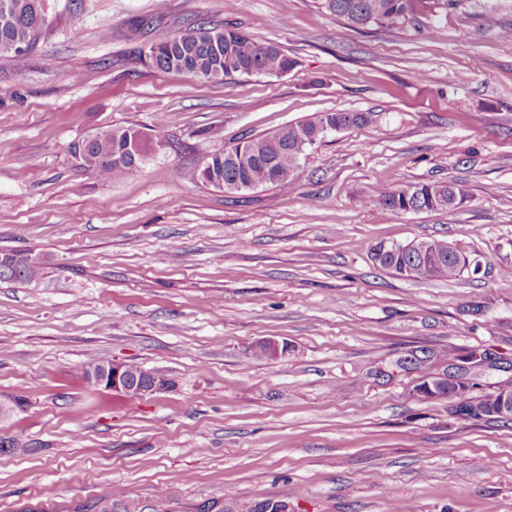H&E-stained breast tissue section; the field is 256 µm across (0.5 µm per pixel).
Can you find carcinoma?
<instances>
[{"label":"carcinoma","instance_id":"obj_1","mask_svg":"<svg viewBox=\"0 0 512 512\" xmlns=\"http://www.w3.org/2000/svg\"><path fill=\"white\" fill-rule=\"evenodd\" d=\"M320 5L345 25L361 30L405 22L426 0H319ZM47 23L46 0H0V54H12L17 68L25 65L27 55L37 44ZM150 64L165 73L207 81L224 80L235 75L268 74L283 76L297 62L274 44H260L247 34L232 28H219L205 22L184 23L171 37L152 45ZM373 112H323L315 117L289 123L216 152L200 173L203 183L217 182L241 186L245 190L267 185L285 191L295 188V172L308 148L331 132L372 122ZM150 144L136 124L112 126L96 137L74 145V156L82 168L103 182L116 177L134 178L145 164ZM469 197L462 181L407 183L376 190L364 197L367 206H383L394 212H437L452 210ZM427 270L419 272L421 257L401 245L378 247L374 261L382 268L405 277L456 278L466 271L459 259L464 254L448 249L442 239H427ZM19 250H5L0 256V281L32 283L44 276L39 260L14 263ZM463 386L472 392L480 387L479 377L467 382L455 380L439 385L433 398L448 397V391ZM497 393L477 397L479 413L474 419L492 420L490 410ZM29 444L17 436L0 437V452L25 454Z\"/></svg>","mask_w":512,"mask_h":512}]
</instances>
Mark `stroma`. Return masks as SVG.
Here are the masks:
<instances>
[{"instance_id": "stroma-1", "label": "stroma", "mask_w": 512, "mask_h": 512, "mask_svg": "<svg viewBox=\"0 0 512 512\" xmlns=\"http://www.w3.org/2000/svg\"><path fill=\"white\" fill-rule=\"evenodd\" d=\"M154 24L139 40L130 24ZM200 19L296 59L285 76L205 81L154 69L150 44ZM512 0H457L361 32L317 0H50L24 67L0 56V249L44 263L0 282V512H82L122 489L196 512L220 500L288 512H512V425L412 394L418 372L370 371L410 350L512 360ZM378 118L330 134L296 188L203 184L209 155L322 112ZM140 125L141 174L109 183L72 150ZM220 126L224 138L209 139ZM458 180L457 209L367 207L379 187ZM447 240L482 263L403 278L377 245ZM285 356L256 357L258 340ZM101 356L169 379L130 396L94 385Z\"/></svg>"}]
</instances>
